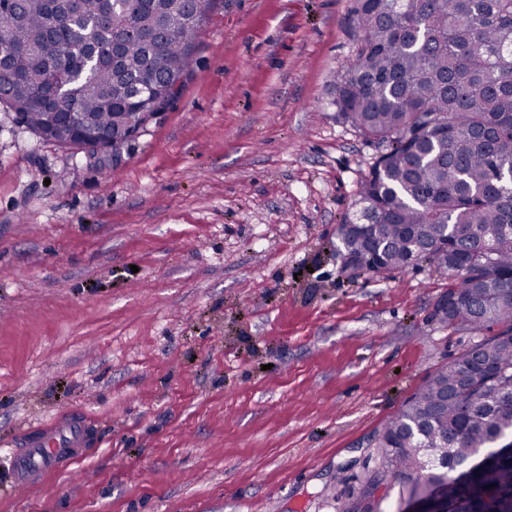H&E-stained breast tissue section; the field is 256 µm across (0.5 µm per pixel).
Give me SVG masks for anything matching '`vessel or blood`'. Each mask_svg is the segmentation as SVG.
I'll return each mask as SVG.
<instances>
[{
	"mask_svg": "<svg viewBox=\"0 0 512 512\" xmlns=\"http://www.w3.org/2000/svg\"><path fill=\"white\" fill-rule=\"evenodd\" d=\"M90 441V428L78 415L53 418L39 424L36 432H22L7 449L13 486L25 487L43 474L70 469L84 457Z\"/></svg>",
	"mask_w": 512,
	"mask_h": 512,
	"instance_id": "vessel-or-blood-1",
	"label": "vessel or blood"
}]
</instances>
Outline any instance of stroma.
<instances>
[{
    "mask_svg": "<svg viewBox=\"0 0 512 512\" xmlns=\"http://www.w3.org/2000/svg\"><path fill=\"white\" fill-rule=\"evenodd\" d=\"M351 0H219L195 76L122 150L0 111V444L82 412L97 446L0 512H338L472 343L426 264L343 270L383 151L341 119Z\"/></svg>",
    "mask_w": 512,
    "mask_h": 512,
    "instance_id": "35a3bbf8",
    "label": "stroma"
}]
</instances>
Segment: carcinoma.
<instances>
[{"instance_id":"1","label":"carcinoma","mask_w":512,"mask_h":512,"mask_svg":"<svg viewBox=\"0 0 512 512\" xmlns=\"http://www.w3.org/2000/svg\"><path fill=\"white\" fill-rule=\"evenodd\" d=\"M215 0H22L0 18L13 50L0 101L36 137L79 112L120 152L175 96ZM355 56L333 81L342 119L385 145L360 199L367 241L345 239L364 272L419 262L448 277L440 321L476 341L389 419L380 462L340 512H387L432 492L443 512H512V0H353ZM498 328L485 338L482 332ZM431 443L429 455L422 445Z\"/></svg>"}]
</instances>
